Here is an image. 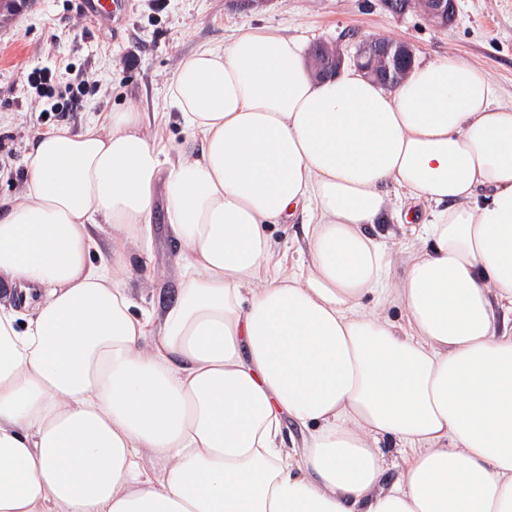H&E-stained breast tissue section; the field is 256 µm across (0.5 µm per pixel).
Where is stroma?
<instances>
[{"mask_svg":"<svg viewBox=\"0 0 512 512\" xmlns=\"http://www.w3.org/2000/svg\"><path fill=\"white\" fill-rule=\"evenodd\" d=\"M111 26L98 30L76 0H24L0 8V200L24 189L23 156L28 140L59 126L79 132L91 115L141 112L149 137L169 151L187 147L165 88L179 62L199 48L229 40L245 24L282 29L306 45L340 43L352 50L354 36L410 43L417 62L448 54L483 68L498 87L500 104L512 106V0H457L448 28L429 24L420 10L396 17L380 0H266L243 9L232 0H127ZM63 69L52 98L26 83L34 68ZM85 82L78 104L69 85ZM146 274L127 281L135 309L149 313L159 296L175 290V264L162 211H155Z\"/></svg>","mask_w":512,"mask_h":512,"instance_id":"1","label":"stroma"}]
</instances>
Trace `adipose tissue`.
<instances>
[{
    "instance_id": "1",
    "label": "adipose tissue",
    "mask_w": 512,
    "mask_h": 512,
    "mask_svg": "<svg viewBox=\"0 0 512 512\" xmlns=\"http://www.w3.org/2000/svg\"><path fill=\"white\" fill-rule=\"evenodd\" d=\"M166 96L195 149L164 157L133 110L58 127L0 206V512H512V107L488 74L318 79L244 25ZM392 183L433 206L397 279L369 233ZM161 185L182 276L148 317L125 281ZM294 217L287 271L268 230Z\"/></svg>"
}]
</instances>
